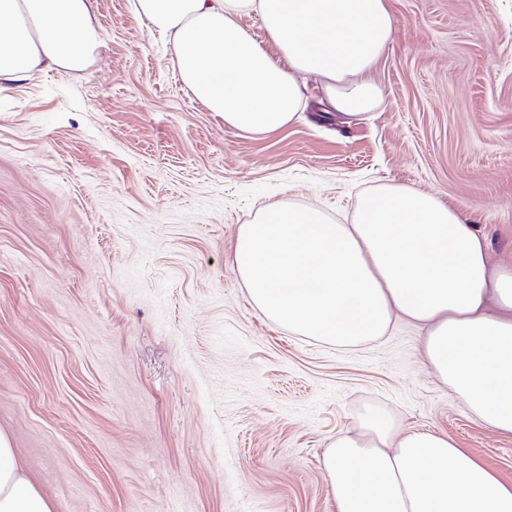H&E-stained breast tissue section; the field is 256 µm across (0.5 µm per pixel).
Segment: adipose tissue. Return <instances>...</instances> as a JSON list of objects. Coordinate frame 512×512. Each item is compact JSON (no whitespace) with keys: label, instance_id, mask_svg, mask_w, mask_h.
<instances>
[{"label":"adipose tissue","instance_id":"obj_1","mask_svg":"<svg viewBox=\"0 0 512 512\" xmlns=\"http://www.w3.org/2000/svg\"><path fill=\"white\" fill-rule=\"evenodd\" d=\"M171 47L181 83L226 124L267 135L303 101L300 76L360 119L379 102L371 71L392 38L387 0H132ZM263 22L267 39L242 26ZM104 46L96 0H0V91L79 73ZM234 267L254 305L300 336L357 346L394 319L426 331L423 357L483 424L512 434V267L436 196L383 184L338 224L274 202L238 231ZM336 512H512V484L448 438L367 415L328 448ZM0 512H53L0 434Z\"/></svg>","mask_w":512,"mask_h":512}]
</instances>
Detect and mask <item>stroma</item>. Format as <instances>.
Instances as JSON below:
<instances>
[{
  "label": "stroma",
  "mask_w": 512,
  "mask_h": 512,
  "mask_svg": "<svg viewBox=\"0 0 512 512\" xmlns=\"http://www.w3.org/2000/svg\"><path fill=\"white\" fill-rule=\"evenodd\" d=\"M387 2L367 120L309 77L290 125H226L129 0H97L89 69L0 92V433L54 512H336L324 454L374 411L512 483V435L438 383L422 328L299 336L233 269L263 205L349 224L386 183L437 196L512 265V0Z\"/></svg>",
  "instance_id": "1"
}]
</instances>
